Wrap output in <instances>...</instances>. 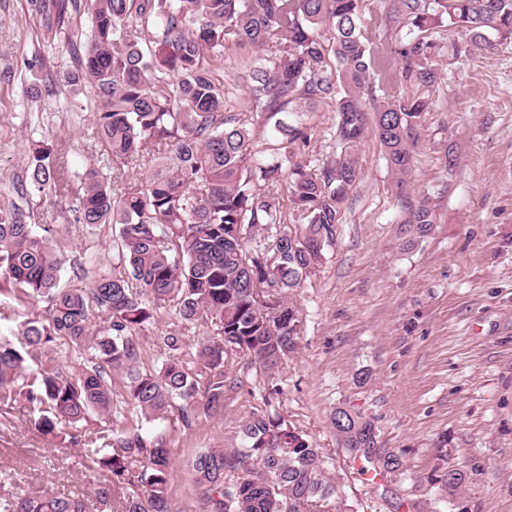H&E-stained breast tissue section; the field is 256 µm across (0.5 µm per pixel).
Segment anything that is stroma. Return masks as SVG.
Masks as SVG:
<instances>
[{
    "label": "stroma",
    "instance_id": "obj_1",
    "mask_svg": "<svg viewBox=\"0 0 512 512\" xmlns=\"http://www.w3.org/2000/svg\"><path fill=\"white\" fill-rule=\"evenodd\" d=\"M90 30L89 15L71 17L49 45L26 0H0V208L51 227L64 289L90 288L97 272L117 263V227L86 232L73 221L72 199L26 191L33 147L64 155L76 173L100 161L93 93L62 79ZM442 55L444 79L430 92L435 105L405 184L373 134L363 139L360 178L341 208L336 242L294 295L303 329L279 372L227 356L223 415L200 413L188 424L175 411L146 422L116 373L111 420L81 423L88 436L148 424L171 452V512H202L194 457L243 447V424L268 404L323 449L342 512H449L444 500L416 503L419 484L440 464L468 473L456 493L466 512H512V39L457 58L446 46ZM280 118L307 132L298 161L319 166L334 156L330 106ZM425 198L435 223L417 238L405 221ZM45 310L17 290L0 292V339L18 341V324ZM175 329L182 332L176 355L194 367L214 327L182 324L169 305L137 335L141 369L160 367L162 339ZM363 370L370 379L360 385ZM341 404L374 421L379 447L402 450V473L377 475L349 459L328 423ZM87 452L38 431L25 405L0 413V497L47 488L85 498L89 512H112L93 494L100 475L87 467Z\"/></svg>",
    "mask_w": 512,
    "mask_h": 512
}]
</instances>
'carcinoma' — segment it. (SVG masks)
I'll list each match as a JSON object with an SVG mask.
<instances>
[{"label": "carcinoma", "instance_id": "obj_1", "mask_svg": "<svg viewBox=\"0 0 512 512\" xmlns=\"http://www.w3.org/2000/svg\"><path fill=\"white\" fill-rule=\"evenodd\" d=\"M365 0H27L43 38L85 11L91 35L63 73L73 90L93 89L105 168L80 177L74 222L118 226L117 267L86 290L58 288L61 263L39 234L0 209V275L26 298L46 303V316L21 324L26 351L0 342V406L24 403L39 412L45 434L96 413L112 421V378H126V396L148 421L180 404L189 423L198 410L224 411V357L241 353L274 374L299 345L302 318L292 296L335 244L341 206L359 176L355 152L372 131L389 167L405 183L419 130L432 110L428 95L443 80L441 49L454 55L512 36V0H392L385 14L365 18ZM141 24L134 36L130 23ZM329 24V37L317 31ZM378 36H367L368 29ZM276 52L254 59L269 44ZM231 44L249 58L245 97L234 106L210 61ZM414 92L389 93L394 76ZM330 104L340 152L323 166L293 160L290 145L305 129L285 130L287 144L262 156L253 147L252 118H273L303 104ZM147 161L144 180L126 171ZM35 196L66 195L71 169L38 149L29 165ZM303 223L280 230L284 203ZM426 236L434 223L427 200L408 220ZM261 235L254 247L252 237ZM176 303L188 324L207 319L215 336L201 342L196 362L210 371L204 393L190 369L171 356L157 372L138 366L136 336ZM98 328H92L93 317ZM58 336L88 351L75 378L40 366L39 351ZM329 425L352 460L378 475L403 468L401 452L377 447L375 424L340 405ZM245 446L198 455L195 481L203 512H336L338 487L322 449L284 419L260 410L243 425ZM107 476L95 489L114 512H170V451L146 432L116 431L111 450L95 453ZM468 474L437 466L426 497L453 495ZM0 512H87L76 497L34 490L0 499Z\"/></svg>", "mask_w": 512, "mask_h": 512}]
</instances>
